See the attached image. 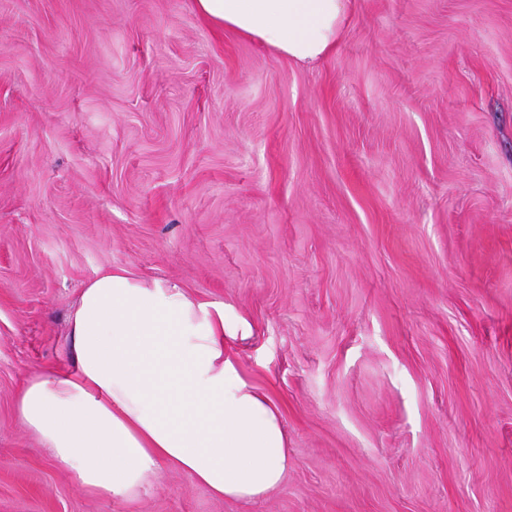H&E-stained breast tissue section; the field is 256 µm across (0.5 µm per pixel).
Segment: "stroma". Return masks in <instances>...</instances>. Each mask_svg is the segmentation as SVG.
Listing matches in <instances>:
<instances>
[{
  "instance_id": "1",
  "label": "stroma",
  "mask_w": 512,
  "mask_h": 512,
  "mask_svg": "<svg viewBox=\"0 0 512 512\" xmlns=\"http://www.w3.org/2000/svg\"><path fill=\"white\" fill-rule=\"evenodd\" d=\"M110 267L249 324L264 499L93 496L17 420ZM0 512H512V0H355L313 65L191 0H0Z\"/></svg>"
}]
</instances>
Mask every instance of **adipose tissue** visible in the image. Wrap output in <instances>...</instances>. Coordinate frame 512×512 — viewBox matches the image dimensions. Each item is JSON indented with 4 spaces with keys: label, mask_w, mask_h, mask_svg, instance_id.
Here are the masks:
<instances>
[{
    "label": "adipose tissue",
    "mask_w": 512,
    "mask_h": 512,
    "mask_svg": "<svg viewBox=\"0 0 512 512\" xmlns=\"http://www.w3.org/2000/svg\"><path fill=\"white\" fill-rule=\"evenodd\" d=\"M209 24L290 59L335 52L352 0H191ZM220 302L174 283L109 268L82 289L68 318L73 364L18 390L21 424L83 490L135 498L159 462L216 497L258 500L288 469L274 403L226 354Z\"/></svg>",
    "instance_id": "obj_1"
}]
</instances>
